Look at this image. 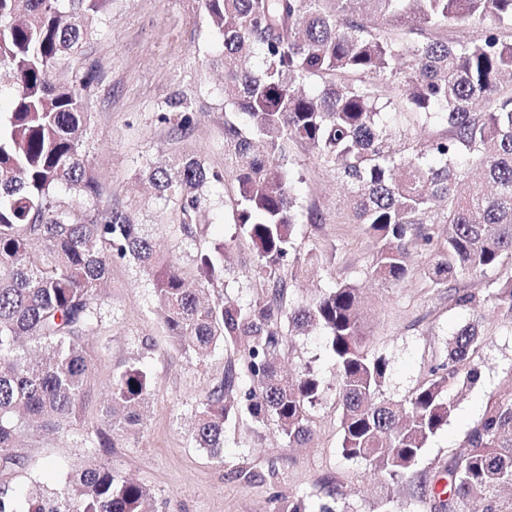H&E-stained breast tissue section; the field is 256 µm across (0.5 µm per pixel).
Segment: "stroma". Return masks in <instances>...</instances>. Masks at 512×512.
<instances>
[{
	"label": "stroma",
	"mask_w": 512,
	"mask_h": 512,
	"mask_svg": "<svg viewBox=\"0 0 512 512\" xmlns=\"http://www.w3.org/2000/svg\"><path fill=\"white\" fill-rule=\"evenodd\" d=\"M93 27L79 55L80 67L99 74L89 92L82 141L100 194L87 200L62 189L55 202L77 212L118 207L134 213L139 223L151 225L165 257L194 276L198 246L181 240L177 205L151 196L147 176L151 167L180 155L223 169L221 46L202 0H112L106 21H94ZM175 97L185 100L194 117L192 131L181 139L159 119ZM290 158L303 178L294 232L301 259L285 268V305L292 310L309 304L341 281L361 288L368 304L366 342L390 361L385 396L408 395L445 362L458 330L479 324L474 361L481 376L474 385L451 388L452 415L429 439L413 468L414 480L395 482L373 465L342 456L341 408L331 388L336 366L318 330L288 337L282 362L293 374L313 369L330 385L310 410V437L303 446L288 447L274 424L243 416L224 426L223 460L198 448L192 426L199 399L230 367L238 375L230 394L235 403H243L254 384L232 346H216L203 358L177 348L147 276L127 258L112 261L97 299L99 322L83 339L92 372L75 418L59 433L25 427L17 436L25 467L7 489L20 512H28L37 496L63 500L70 477L98 458L92 441L108 428L101 408L112 376L134 361L146 365L151 377L143 428L113 435L103 459L115 475L150 492L155 512H291L301 503L331 512H429L416 477L435 475L465 452L467 436L491 397L512 386V318L486 306H456L446 289L424 281L421 269L444 244L440 224L431 245L414 249L412 270L401 282L391 286L375 279L370 265L378 244L365 225L345 221L344 186L305 147L292 146ZM234 191L229 179L204 188L201 244L224 243L232 257L223 281L209 287L210 298L245 305L260 291L258 257L232 220ZM313 212L321 214L320 222L310 221ZM311 250L319 256L312 264L302 259Z\"/></svg>",
	"instance_id": "stroma-1"
}]
</instances>
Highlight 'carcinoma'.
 Returning <instances> with one entry per match:
<instances>
[{
  "instance_id": "carcinoma-1",
  "label": "carcinoma",
  "mask_w": 512,
  "mask_h": 512,
  "mask_svg": "<svg viewBox=\"0 0 512 512\" xmlns=\"http://www.w3.org/2000/svg\"><path fill=\"white\" fill-rule=\"evenodd\" d=\"M112 0H0V72L12 107L0 111V478L19 473L17 429L28 421L66 428L90 366L82 337L98 318L96 300L112 257L137 261L154 288L172 340L199 357L219 344L243 352L257 390L244 410L274 423L288 445L310 435L309 409L328 385L313 370L289 378L279 369L285 337L321 329L336 364L341 450L399 481L428 440L448 424L451 384L480 375L471 363L475 324L463 326L448 362L403 400L387 399L389 359L362 338V296L340 282L312 304L283 311L281 270L298 221L291 143L315 154L346 185V215L378 242L370 270L388 284L403 280L410 249L432 240L424 224L447 226L446 246L422 276L450 288L458 275L498 271L489 299L512 316V0H204L224 46V102L246 116L248 132L224 120V172L197 157L153 168L157 198L179 203L183 239L202 236L199 189L231 176L234 224L255 246L265 296L243 306L208 303L156 250L148 225L126 210L77 220L54 209L64 187L81 197L100 187L82 153L87 69L51 85L46 73L71 68L92 32L90 20ZM490 20L480 37L448 41V26ZM251 56L254 70L238 61ZM387 112L403 116L393 127ZM160 120L174 136L191 131L184 100ZM230 255L219 243L196 256V281L224 278ZM454 288V287H452ZM459 307L476 294L454 288ZM230 370L197 405L194 441L224 461V425L238 415L226 394ZM151 378L132 363L112 378L105 406L112 430L141 424ZM442 474L448 498L421 496L431 512H512L500 492L512 487V387L488 403L468 437V452ZM70 505L36 498L29 512H153L150 493L95 462L68 488Z\"/></svg>"
}]
</instances>
